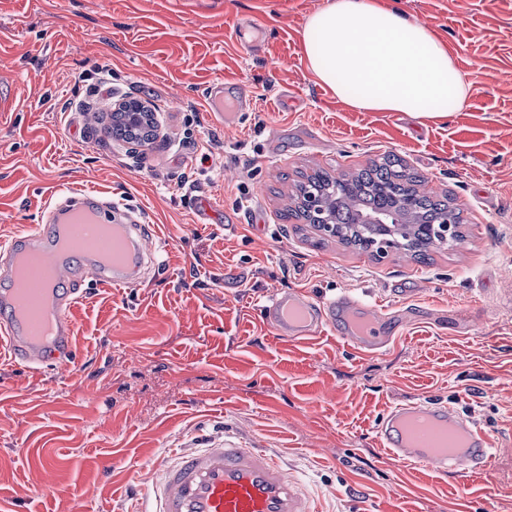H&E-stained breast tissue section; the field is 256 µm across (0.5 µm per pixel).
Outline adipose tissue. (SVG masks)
Returning <instances> with one entry per match:
<instances>
[{"label": "adipose tissue", "mask_w": 512, "mask_h": 512, "mask_svg": "<svg viewBox=\"0 0 512 512\" xmlns=\"http://www.w3.org/2000/svg\"><path fill=\"white\" fill-rule=\"evenodd\" d=\"M301 35L311 75L358 112L439 119L472 89L431 26L374 0H326Z\"/></svg>", "instance_id": "ef3b65f1"}]
</instances>
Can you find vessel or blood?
<instances>
[{"label": "vessel or blood", "mask_w": 512, "mask_h": 512, "mask_svg": "<svg viewBox=\"0 0 512 512\" xmlns=\"http://www.w3.org/2000/svg\"><path fill=\"white\" fill-rule=\"evenodd\" d=\"M213 122L233 124L238 113L224 109V87L207 90ZM127 207L107 200L91 188L69 189L63 202L46 207L39 225L0 243L10 255L31 257L54 251L58 225L68 224L78 245L63 257L54 288L52 333L42 315L45 283L39 265L24 279L9 278L0 289V338L14 361L29 368L67 366L73 353L70 312L76 288L86 278L102 286L135 282L151 252L141 225L125 223ZM264 319L277 335L304 340L332 325L357 350L375 353L398 336L404 324L395 313L372 311L349 292L315 301L299 291L281 292L264 309ZM378 434L394 458L445 472L461 464L483 468L494 455L493 443L473 420L451 408L424 403L400 404L382 415ZM148 512H317L313 498L267 450L227 442L200 448L164 462L147 492Z\"/></svg>", "instance_id": "b4317fda"}]
</instances>
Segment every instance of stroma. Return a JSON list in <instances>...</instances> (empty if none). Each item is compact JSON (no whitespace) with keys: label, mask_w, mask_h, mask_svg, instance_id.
<instances>
[{"label":"stroma","mask_w":512,"mask_h":512,"mask_svg":"<svg viewBox=\"0 0 512 512\" xmlns=\"http://www.w3.org/2000/svg\"><path fill=\"white\" fill-rule=\"evenodd\" d=\"M325 2L0 0V241L85 186L162 245L139 282L75 305L68 367L0 355V512H140L128 486L228 434L286 464L319 512H512V0H379L431 24L474 80L435 120L357 112L316 83L301 31ZM250 26L264 35L241 45ZM104 72L159 113L149 145L107 135L102 101L76 110ZM217 82L237 125L208 116ZM389 154L453 198L457 243L380 258L290 215L299 181ZM283 291H347L407 325L376 354L328 326L284 338L261 316ZM410 400L473 418L496 455L447 474L389 456L377 420Z\"/></svg>","instance_id":"obj_1"}]
</instances>
